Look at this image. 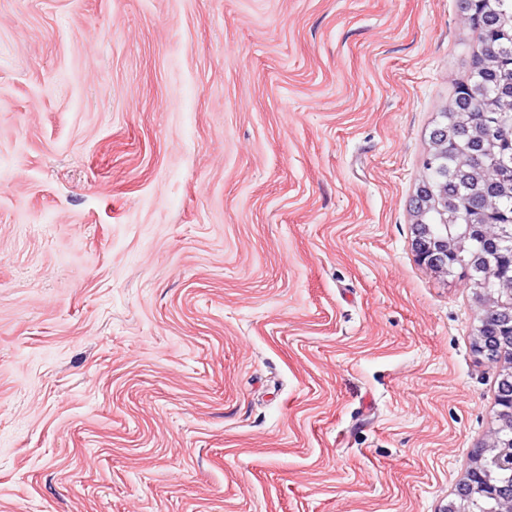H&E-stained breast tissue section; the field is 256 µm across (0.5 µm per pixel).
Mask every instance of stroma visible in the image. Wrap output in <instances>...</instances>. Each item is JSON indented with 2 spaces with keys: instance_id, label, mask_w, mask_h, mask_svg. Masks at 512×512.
Returning <instances> with one entry per match:
<instances>
[{
  "instance_id": "stroma-1",
  "label": "stroma",
  "mask_w": 512,
  "mask_h": 512,
  "mask_svg": "<svg viewBox=\"0 0 512 512\" xmlns=\"http://www.w3.org/2000/svg\"><path fill=\"white\" fill-rule=\"evenodd\" d=\"M458 0H0V512H444L498 422L413 248Z\"/></svg>"
}]
</instances>
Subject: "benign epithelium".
<instances>
[{
  "label": "benign epithelium",
  "mask_w": 512,
  "mask_h": 512,
  "mask_svg": "<svg viewBox=\"0 0 512 512\" xmlns=\"http://www.w3.org/2000/svg\"><path fill=\"white\" fill-rule=\"evenodd\" d=\"M415 249L420 261L428 266L448 265V241L428 237L424 224L415 227ZM497 322L509 335L478 337L477 352L485 360L501 366L496 404L498 430L505 438L497 440L494 448L482 445L474 449V466L459 485L456 497L448 501L446 512H470L469 505L477 499L497 504L488 512H501L503 504L512 510V355L508 353L512 345V315L499 314Z\"/></svg>",
  "instance_id": "obj_1"
}]
</instances>
